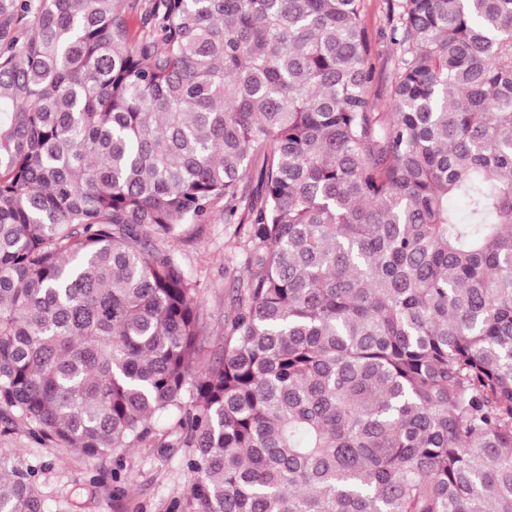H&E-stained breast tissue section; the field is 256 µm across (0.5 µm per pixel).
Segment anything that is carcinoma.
<instances>
[{"instance_id": "obj_1", "label": "carcinoma", "mask_w": 512, "mask_h": 512, "mask_svg": "<svg viewBox=\"0 0 512 512\" xmlns=\"http://www.w3.org/2000/svg\"><path fill=\"white\" fill-rule=\"evenodd\" d=\"M0 0V419L178 414L179 512H512V0ZM224 200V342L166 247ZM466 203V215L450 200ZM0 512H46L0 457ZM126 5H129L130 17V39L132 44H139L142 41L150 40L153 37V32L150 26H143L140 22V15L149 6L148 0H126ZM388 0H361L362 19L375 54L372 65L375 79L372 84V98L376 112L388 111L385 84L391 76L398 47L387 37L389 30Z\"/></svg>"}]
</instances>
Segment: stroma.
<instances>
[{
  "label": "stroma",
  "mask_w": 512,
  "mask_h": 512,
  "mask_svg": "<svg viewBox=\"0 0 512 512\" xmlns=\"http://www.w3.org/2000/svg\"><path fill=\"white\" fill-rule=\"evenodd\" d=\"M388 4L361 0L363 23L375 50L371 93L379 112L388 109L385 84L398 53L387 36ZM173 247L198 289L205 348L213 350L224 339L229 285L243 270L246 248L236 238L234 225L225 223L220 202L205 223L187 226ZM170 425L169 418H157L150 442L99 459L42 447L19 426L0 434V456L32 473L48 496L47 512H175L194 475L187 467L188 450L165 445Z\"/></svg>",
  "instance_id": "1"
}]
</instances>
